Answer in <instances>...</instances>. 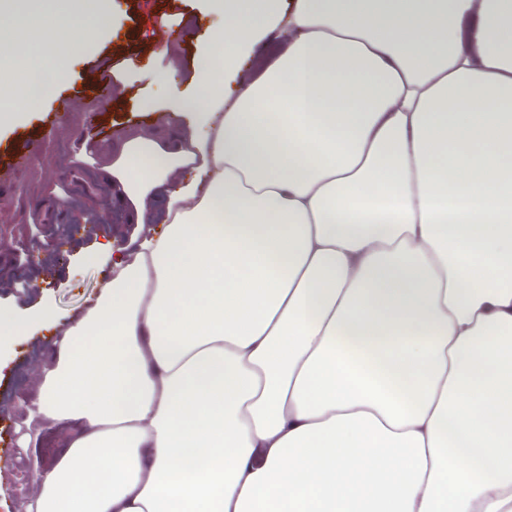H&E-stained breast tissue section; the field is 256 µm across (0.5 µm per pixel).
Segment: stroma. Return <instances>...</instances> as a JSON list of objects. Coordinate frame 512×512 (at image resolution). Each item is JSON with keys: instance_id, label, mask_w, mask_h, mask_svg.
<instances>
[{"instance_id": "stroma-1", "label": "stroma", "mask_w": 512, "mask_h": 512, "mask_svg": "<svg viewBox=\"0 0 512 512\" xmlns=\"http://www.w3.org/2000/svg\"><path fill=\"white\" fill-rule=\"evenodd\" d=\"M112 11L116 22L111 32L72 63L54 94L37 105L28 121L0 129V174L11 176L9 187L0 188V298L25 291L21 309L46 301L64 323L96 299L108 264H88L84 253L110 239L113 226L63 219L48 224L36 219V210L58 206L75 193L83 206L99 212L95 172L103 157L81 154L82 142L91 137L107 144L118 129H160L164 113L137 109L141 97L157 91L145 70L168 64L157 53L160 25L186 32L174 45L181 63L174 79L187 90L194 58L222 22L208 0H112ZM101 69L108 71L111 87L124 89V96L97 97L89 73ZM90 121L95 124L91 132L86 129ZM31 140L40 141V155L21 161ZM51 336L45 328L0 349V406L16 408L36 398L41 350ZM25 431L22 413H0V512H23L35 493L30 460L21 446Z\"/></svg>"}]
</instances>
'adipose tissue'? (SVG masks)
<instances>
[{
    "instance_id": "ef3b65f1",
    "label": "adipose tissue",
    "mask_w": 512,
    "mask_h": 512,
    "mask_svg": "<svg viewBox=\"0 0 512 512\" xmlns=\"http://www.w3.org/2000/svg\"><path fill=\"white\" fill-rule=\"evenodd\" d=\"M18 2L0 126L113 23ZM212 3L196 93L162 45L174 118L102 167L137 232L43 351L27 512H512V0ZM56 322L0 304V345Z\"/></svg>"
}]
</instances>
